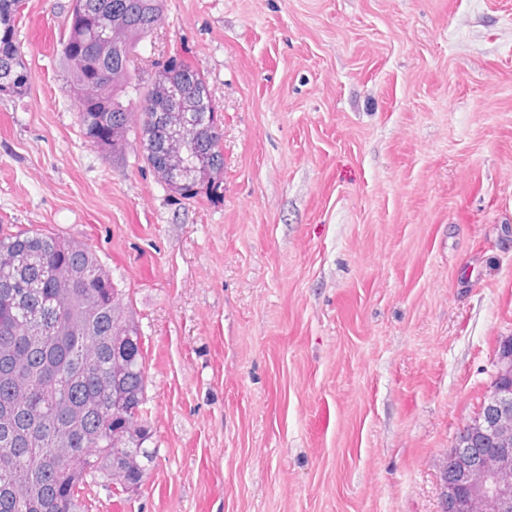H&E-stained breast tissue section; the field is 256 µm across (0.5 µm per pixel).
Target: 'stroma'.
<instances>
[{"label":"stroma","mask_w":512,"mask_h":512,"mask_svg":"<svg viewBox=\"0 0 512 512\" xmlns=\"http://www.w3.org/2000/svg\"><path fill=\"white\" fill-rule=\"evenodd\" d=\"M70 0H23L0 231L74 236L139 326L156 459L87 512H441L512 339V0H164L135 61L204 74L224 180L85 138Z\"/></svg>","instance_id":"obj_1"}]
</instances>
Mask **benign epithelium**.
<instances>
[{"label": "benign epithelium", "mask_w": 512, "mask_h": 512, "mask_svg": "<svg viewBox=\"0 0 512 512\" xmlns=\"http://www.w3.org/2000/svg\"><path fill=\"white\" fill-rule=\"evenodd\" d=\"M494 387L486 400L479 432L492 448H475L459 435L448 453L444 477L443 512H512V344L499 351ZM479 484V501L466 497Z\"/></svg>", "instance_id": "7a95c632"}]
</instances>
